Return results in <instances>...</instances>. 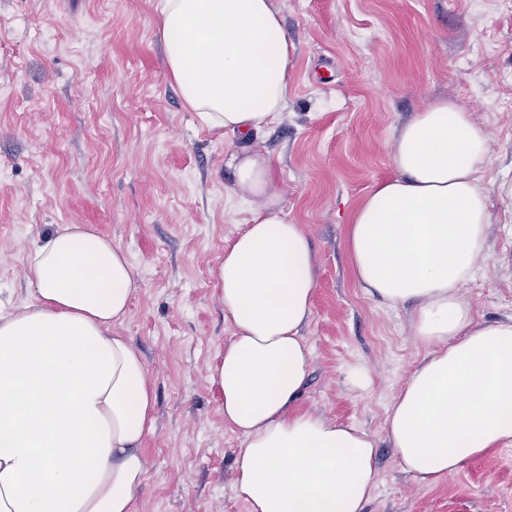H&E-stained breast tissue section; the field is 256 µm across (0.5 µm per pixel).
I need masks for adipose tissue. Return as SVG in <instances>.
Returning <instances> with one entry per match:
<instances>
[{
  "label": "adipose tissue",
  "instance_id": "ef3b65f1",
  "mask_svg": "<svg viewBox=\"0 0 512 512\" xmlns=\"http://www.w3.org/2000/svg\"><path fill=\"white\" fill-rule=\"evenodd\" d=\"M159 34L183 102L209 128L252 138L282 111L294 46L272 0H159ZM485 134L439 99L394 137V177L349 219L358 288L412 304L424 355L394 398L386 434L402 470L432 482L512 442V319L478 320L463 292L491 214L478 174ZM229 195L252 218L214 278L232 334L209 370L242 438L235 490L249 512H364L376 438L295 408L311 355L301 334L317 262L270 187L260 148L225 153ZM31 297L0 312V512H136L155 424L147 363L118 333L142 286L124 250L61 224L27 257Z\"/></svg>",
  "mask_w": 512,
  "mask_h": 512
}]
</instances>
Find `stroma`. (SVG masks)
Here are the masks:
<instances>
[{
    "label": "stroma",
    "mask_w": 512,
    "mask_h": 512,
    "mask_svg": "<svg viewBox=\"0 0 512 512\" xmlns=\"http://www.w3.org/2000/svg\"><path fill=\"white\" fill-rule=\"evenodd\" d=\"M288 38L286 106L252 140L207 128L171 79L157 0H0V309L28 300L26 258L60 224L121 245L142 280L119 332L153 381L156 422L138 512H249L240 434L207 381L231 334L212 273L250 219L228 201L224 153L266 148L283 206L319 258L302 411L378 440L365 512H512V444L424 485L386 438L387 409L422 350L411 310L357 288L346 228L395 174L396 130L448 99L489 140L488 243L465 286L476 316L512 317V0H274Z\"/></svg>",
    "instance_id": "stroma-1"
}]
</instances>
